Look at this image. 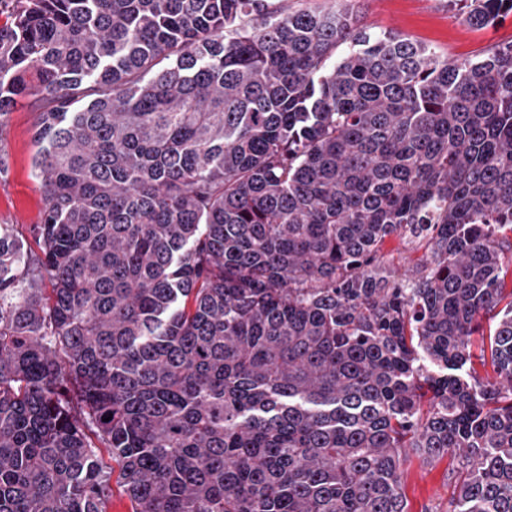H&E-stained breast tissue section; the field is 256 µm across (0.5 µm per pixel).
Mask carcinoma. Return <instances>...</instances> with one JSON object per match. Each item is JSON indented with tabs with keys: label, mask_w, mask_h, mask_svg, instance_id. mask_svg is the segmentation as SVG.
<instances>
[{
	"label": "carcinoma",
	"mask_w": 512,
	"mask_h": 512,
	"mask_svg": "<svg viewBox=\"0 0 512 512\" xmlns=\"http://www.w3.org/2000/svg\"><path fill=\"white\" fill-rule=\"evenodd\" d=\"M0 15L44 193L37 250L0 224V512H105L89 429L132 512H407L410 449L512 512V41L450 61L284 0ZM429 256L425 240L411 241L397 236L387 238L379 251L380 261L385 266L394 268L400 274L406 272L410 277L421 269Z\"/></svg>",
	"instance_id": "obj_1"
}]
</instances>
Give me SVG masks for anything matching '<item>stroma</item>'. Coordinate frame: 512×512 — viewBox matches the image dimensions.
<instances>
[{"label":"stroma","mask_w":512,"mask_h":512,"mask_svg":"<svg viewBox=\"0 0 512 512\" xmlns=\"http://www.w3.org/2000/svg\"><path fill=\"white\" fill-rule=\"evenodd\" d=\"M370 31L400 34L431 46L451 60L477 59L495 45L512 40V14L495 25L468 26L448 0H347ZM35 116L16 107L0 116V158L7 174L0 175V224L13 225L30 239L33 225L42 221V187L32 161L36 152ZM430 252L425 242L387 238L379 251L381 262L401 273L416 274ZM463 473L460 458L430 460L409 452L403 466V485L410 512H456V479Z\"/></svg>","instance_id":"35a3bbf8"}]
</instances>
